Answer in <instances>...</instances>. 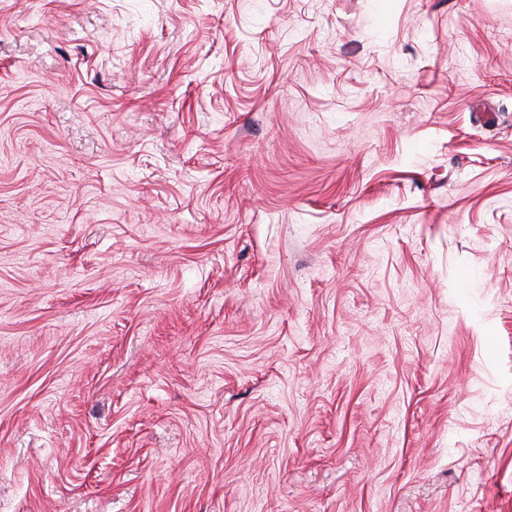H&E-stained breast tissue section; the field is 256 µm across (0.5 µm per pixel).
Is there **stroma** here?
I'll return each instance as SVG.
<instances>
[{
  "mask_svg": "<svg viewBox=\"0 0 512 512\" xmlns=\"http://www.w3.org/2000/svg\"><path fill=\"white\" fill-rule=\"evenodd\" d=\"M0 512H512V0H0Z\"/></svg>",
  "mask_w": 512,
  "mask_h": 512,
  "instance_id": "1",
  "label": "stroma"
}]
</instances>
